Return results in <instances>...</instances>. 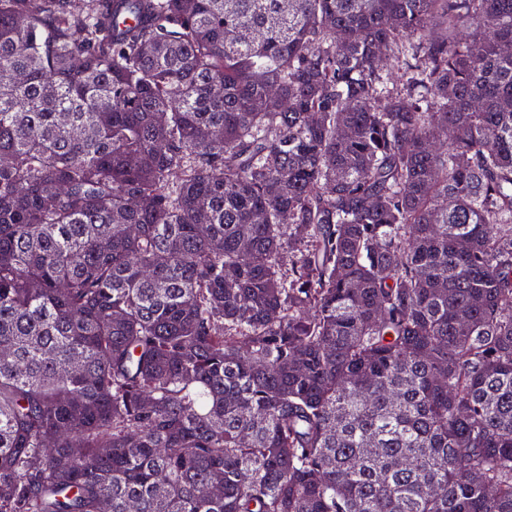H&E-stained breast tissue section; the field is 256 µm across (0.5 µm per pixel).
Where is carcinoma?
<instances>
[{"instance_id":"1","label":"carcinoma","mask_w":512,"mask_h":512,"mask_svg":"<svg viewBox=\"0 0 512 512\" xmlns=\"http://www.w3.org/2000/svg\"><path fill=\"white\" fill-rule=\"evenodd\" d=\"M1 156L0 512H512V0H0Z\"/></svg>"}]
</instances>
